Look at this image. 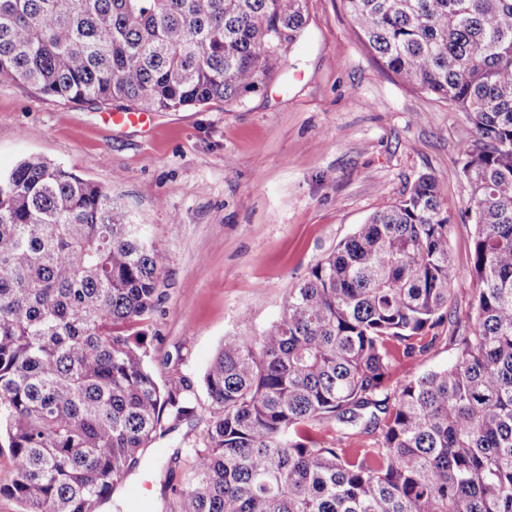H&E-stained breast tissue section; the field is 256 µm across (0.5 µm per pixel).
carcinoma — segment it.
<instances>
[{
  "label": "carcinoma",
  "mask_w": 512,
  "mask_h": 512,
  "mask_svg": "<svg viewBox=\"0 0 512 512\" xmlns=\"http://www.w3.org/2000/svg\"><path fill=\"white\" fill-rule=\"evenodd\" d=\"M383 66L463 113L475 226L457 314L443 182L423 176L310 268L259 336H227L213 419L170 512H512V0H343ZM306 24L304 0H0V79L131 111L238 104ZM153 247L108 191L40 156L0 173V433L17 512H97L195 413L143 328ZM448 366L393 362L440 340ZM336 422L322 440L313 424ZM374 446L352 448L349 429Z\"/></svg>",
  "instance_id": "obj_1"
}]
</instances>
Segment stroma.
Here are the masks:
<instances>
[{
    "instance_id": "35a3bbf8",
    "label": "stroma",
    "mask_w": 512,
    "mask_h": 512,
    "mask_svg": "<svg viewBox=\"0 0 512 512\" xmlns=\"http://www.w3.org/2000/svg\"><path fill=\"white\" fill-rule=\"evenodd\" d=\"M305 16L261 90L231 106L158 112L146 127L0 80V171L42 156L111 191L145 225L165 288L151 369L161 384L187 376L197 395L194 415L157 436L114 492L120 512L134 491L144 512H167L166 488L186 485L175 453L203 443L202 375L225 337L260 335L311 266L421 176L446 181L454 291L467 309L471 187L455 171L470 124L382 66L342 0H306Z\"/></svg>"
}]
</instances>
